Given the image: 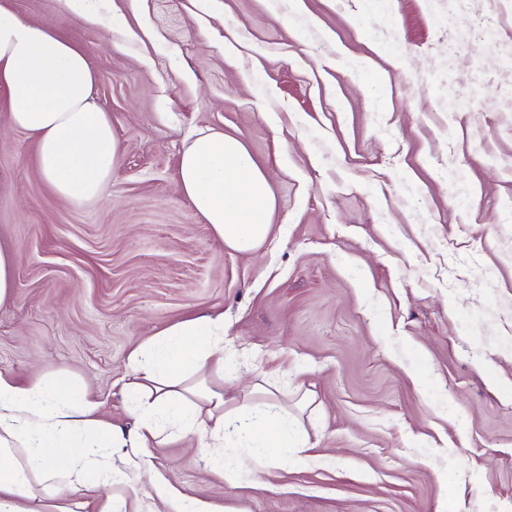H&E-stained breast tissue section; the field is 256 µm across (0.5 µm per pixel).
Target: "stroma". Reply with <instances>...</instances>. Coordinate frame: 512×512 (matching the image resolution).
<instances>
[{"mask_svg":"<svg viewBox=\"0 0 512 512\" xmlns=\"http://www.w3.org/2000/svg\"><path fill=\"white\" fill-rule=\"evenodd\" d=\"M83 48L119 156L75 204L34 166L0 91V370L68 371L134 427L127 356L224 316V374L279 387L310 461L165 435L124 482L42 501L129 512H512V0H8ZM455 110L451 124L444 113ZM239 138L272 232L225 247L179 182L185 139ZM235 460L242 476L224 479ZM15 256L0 248V305L5 304L14 288Z\"/></svg>","mask_w":512,"mask_h":512,"instance_id":"35a3bbf8","label":"stroma"}]
</instances>
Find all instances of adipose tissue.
I'll return each instance as SVG.
<instances>
[{
  "label": "adipose tissue",
  "mask_w": 512,
  "mask_h": 512,
  "mask_svg": "<svg viewBox=\"0 0 512 512\" xmlns=\"http://www.w3.org/2000/svg\"><path fill=\"white\" fill-rule=\"evenodd\" d=\"M96 79L81 48L0 0L9 125L35 137L40 178L72 202L106 196L119 154L112 122L91 95ZM179 179L194 214L226 247L250 253L267 240L274 201L239 139L198 130L183 143ZM127 363L124 388L137 401L138 422L126 433L100 420L99 401L69 373L24 385L0 370V512H33L29 500L65 484L124 479L138 449L167 427L197 435L204 448L223 447L229 430L259 448L292 447L288 412L272 390L256 384L228 400L223 383L209 379L224 370L223 316L172 325L132 350Z\"/></svg>",
  "instance_id": "ef3b65f1"
}]
</instances>
